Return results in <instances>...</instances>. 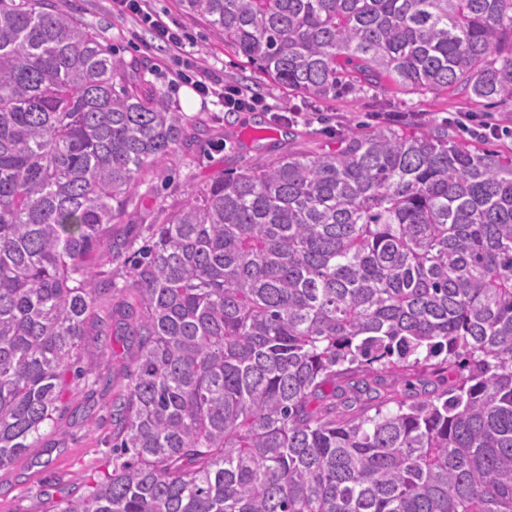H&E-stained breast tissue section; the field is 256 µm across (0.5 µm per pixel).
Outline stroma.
I'll return each mask as SVG.
<instances>
[{
    "mask_svg": "<svg viewBox=\"0 0 512 512\" xmlns=\"http://www.w3.org/2000/svg\"><path fill=\"white\" fill-rule=\"evenodd\" d=\"M57 4L95 29L115 57L142 59V68L130 72V79L169 94L186 119L185 142L173 157L144 170L125 201L122 217L109 228L115 242L163 223L171 207L181 205L206 182L243 172L277 155L331 151L349 127L376 126L381 116H401L407 125L423 130L445 126L448 117L457 114L470 116L476 125L512 127V100L482 106L462 92L437 96L361 90L310 105L302 94L240 61L225 49L219 32L182 11L176 0H151L150 6L184 29L187 39L177 55L137 19L113 15L111 0H57ZM188 57L198 58L213 79L265 98L267 109L228 113L216 98L199 96L192 83L176 77ZM312 106L327 117V124H288L272 118L276 110L292 107L305 112ZM92 262L101 278L123 284L124 289L97 299L83 338L79 371L69 374L63 405L46 436L0 470V512H38L41 504L84 492L112 466V399L126 385L135 360L134 347L115 329L135 291L129 286L127 265L108 263L102 252L94 254ZM104 328L112 329V336L101 338Z\"/></svg>",
    "mask_w": 512,
    "mask_h": 512,
    "instance_id": "stroma-1",
    "label": "stroma"
}]
</instances>
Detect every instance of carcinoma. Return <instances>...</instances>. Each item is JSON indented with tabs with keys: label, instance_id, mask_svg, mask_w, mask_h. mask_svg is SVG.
I'll list each match as a JSON object with an SVG mask.
<instances>
[{
	"label": "carcinoma",
	"instance_id": "cac0c4a2",
	"mask_svg": "<svg viewBox=\"0 0 512 512\" xmlns=\"http://www.w3.org/2000/svg\"><path fill=\"white\" fill-rule=\"evenodd\" d=\"M178 4L315 100L512 99V0ZM136 68L51 0H0V470L120 290L88 256L133 249L106 231L183 141ZM131 273L112 471L44 512H512V152L352 130L197 188Z\"/></svg>",
	"mask_w": 512,
	"mask_h": 512
}]
</instances>
